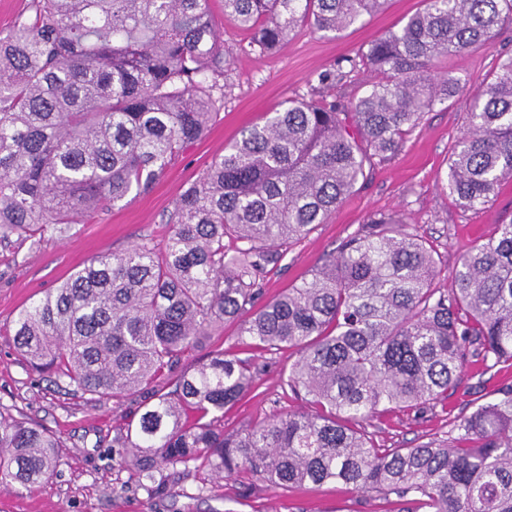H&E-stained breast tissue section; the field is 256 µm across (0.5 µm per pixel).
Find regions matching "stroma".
<instances>
[{
	"label": "stroma",
	"mask_w": 512,
	"mask_h": 512,
	"mask_svg": "<svg viewBox=\"0 0 512 512\" xmlns=\"http://www.w3.org/2000/svg\"><path fill=\"white\" fill-rule=\"evenodd\" d=\"M421 7L422 0H389L384 11L334 39L304 23L278 51L261 54L251 48L246 31L225 17L222 0H211L229 52V70L224 105L209 133L188 146L148 193L130 198L125 207L83 218L63 235L46 233L35 247L15 237L0 242V413L26 415L51 429L63 443L53 477L29 489L0 490V512H390V504L382 498L339 484L295 492L260 481L244 498L231 479L212 480L207 492H200L201 478L191 474L174 480L159 495H148L113 461L110 448L116 430L137 412L138 397L97 400L72 391L55 376L35 373L14 348L12 324L22 308L92 257L123 251L143 237L166 239L165 217L180 193L223 154L225 145L262 122L266 112L290 100L361 95L372 78L364 66L347 68L345 77L329 87L320 86L318 75L344 65ZM510 54L512 24L507 22L493 46L473 49L448 66L480 77L495 71L501 57ZM469 104L468 94L462 93L450 105L426 113L404 135L399 150L376 163L327 222L316 225L288 250L277 268L261 278L264 298L309 277L325 255L377 212L398 215L433 242L443 266L440 285L451 287V270L458 258L495 236L499 224L512 221L510 179L503 181L491 202L476 209L462 207L442 188L449 150L461 134ZM249 343L237 324L229 322L209 342L210 347L253 358L259 370L254 390L224 411L228 433L306 407L305 399L286 384L295 360L291 350L253 349ZM507 383L512 384V368L493 369L480 380L464 375L434 410L418 416L396 409L372 420L370 430L385 447H411L423 436L447 430L450 418L469 413Z\"/></svg>",
	"instance_id": "35a3bbf8"
}]
</instances>
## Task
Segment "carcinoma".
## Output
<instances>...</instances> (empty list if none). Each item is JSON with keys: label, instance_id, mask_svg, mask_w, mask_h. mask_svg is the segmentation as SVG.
<instances>
[{"label": "carcinoma", "instance_id": "carcinoma-1", "mask_svg": "<svg viewBox=\"0 0 512 512\" xmlns=\"http://www.w3.org/2000/svg\"><path fill=\"white\" fill-rule=\"evenodd\" d=\"M423 2L361 55L380 76L362 95L268 113L183 190L163 242L92 258L13 320L34 369L98 399H142L112 453L148 495L181 465L244 494L255 478L289 491L335 482L413 512H512L511 384L412 448L382 447L365 427L434 407L471 365L512 367V220L458 260L450 290L436 287L433 245L377 214L310 278L259 302L267 268L464 91L450 194L482 207L512 179V55L482 78L440 66L492 44L512 0ZM386 3L224 0V15L271 53L302 21L337 38ZM227 54L210 0H30L0 35V238L35 245L149 191L220 110ZM226 321L256 348L294 350L286 383L307 410L224 433V408L254 387L250 359L211 349L191 371L180 364ZM60 447L0 415V487L48 480Z\"/></svg>", "mask_w": 512, "mask_h": 512}]
</instances>
